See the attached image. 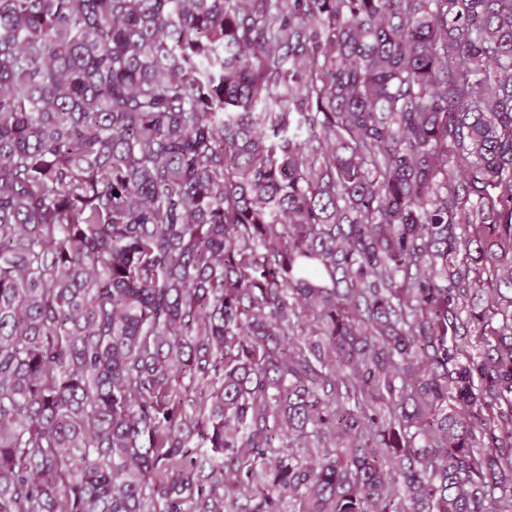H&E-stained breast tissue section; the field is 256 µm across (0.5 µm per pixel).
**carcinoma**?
<instances>
[{
  "label": "carcinoma",
  "instance_id": "carcinoma-1",
  "mask_svg": "<svg viewBox=\"0 0 512 512\" xmlns=\"http://www.w3.org/2000/svg\"><path fill=\"white\" fill-rule=\"evenodd\" d=\"M287 500L512 512V0H0V512Z\"/></svg>",
  "mask_w": 512,
  "mask_h": 512
}]
</instances>
